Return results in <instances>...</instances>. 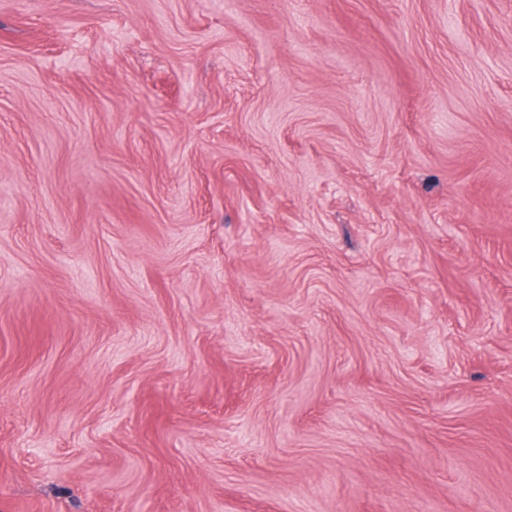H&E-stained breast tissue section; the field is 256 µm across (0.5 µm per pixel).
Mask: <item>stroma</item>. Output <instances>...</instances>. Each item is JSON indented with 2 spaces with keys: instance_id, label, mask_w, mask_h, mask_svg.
I'll return each mask as SVG.
<instances>
[{
  "instance_id": "obj_1",
  "label": "stroma",
  "mask_w": 512,
  "mask_h": 512,
  "mask_svg": "<svg viewBox=\"0 0 512 512\" xmlns=\"http://www.w3.org/2000/svg\"><path fill=\"white\" fill-rule=\"evenodd\" d=\"M512 512V0H0V512Z\"/></svg>"
}]
</instances>
